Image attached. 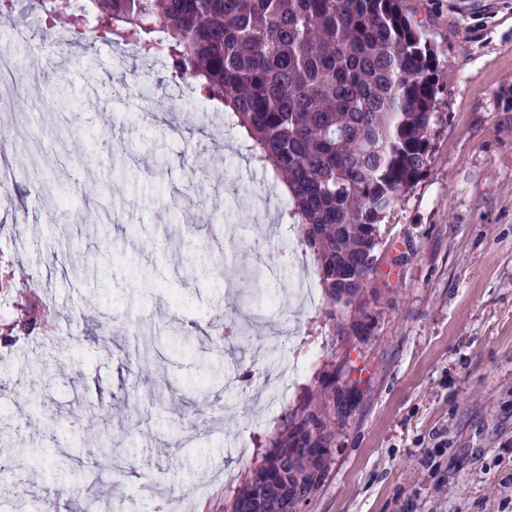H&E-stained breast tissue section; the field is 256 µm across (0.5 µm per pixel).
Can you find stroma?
Returning a JSON list of instances; mask_svg holds the SVG:
<instances>
[{
	"label": "stroma",
	"instance_id": "35a3bbf8",
	"mask_svg": "<svg viewBox=\"0 0 512 512\" xmlns=\"http://www.w3.org/2000/svg\"><path fill=\"white\" fill-rule=\"evenodd\" d=\"M435 56L437 118L417 183L380 224L379 262L353 319L358 338L333 333L322 309L288 293V274L266 287L294 334L269 346L265 327L246 348L211 345L215 317L239 305L223 268L270 261L297 241L288 196L271 171L242 153L240 129L219 110L194 111L165 87L162 61L59 44L29 29L0 38L24 58L6 82L15 115L0 121V166L13 174L0 198V405L55 413L84 401L112 426L114 488L101 512H224L277 416L252 428L264 401L225 383L237 367L262 369L271 350L320 351L287 392L289 408L316 401L334 372L353 395L336 416L335 451L303 512H512V0H403ZM66 81L78 121L54 137L51 116L26 111L31 82ZM241 177L224 180L226 161ZM272 192L270 213L251 197ZM234 198L235 244L202 262L209 215ZM115 254L114 282L85 264ZM158 268L161 282L141 288ZM100 290L98 309L83 298ZM42 292L65 344L9 341L20 303ZM58 369L42 385L39 363ZM50 442L25 416L9 433L34 459L67 452L79 467L60 478L0 473L13 494L0 512H80L62 483L98 471L90 424L68 420ZM139 473L125 482V469Z\"/></svg>",
	"mask_w": 512,
	"mask_h": 512
}]
</instances>
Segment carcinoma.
<instances>
[{"label": "carcinoma", "mask_w": 512, "mask_h": 512, "mask_svg": "<svg viewBox=\"0 0 512 512\" xmlns=\"http://www.w3.org/2000/svg\"><path fill=\"white\" fill-rule=\"evenodd\" d=\"M14 0L25 19H68L67 44L99 38L162 60L224 107L244 147L285 179L287 216L330 320L357 310L377 266L379 224L428 164L438 85L430 48L402 0ZM50 307L28 300L13 330L43 327ZM321 402L283 411L229 512H302L325 481L336 404L348 392L322 383ZM112 433L97 440L100 468Z\"/></svg>", "instance_id": "cac0c4a2"}]
</instances>
